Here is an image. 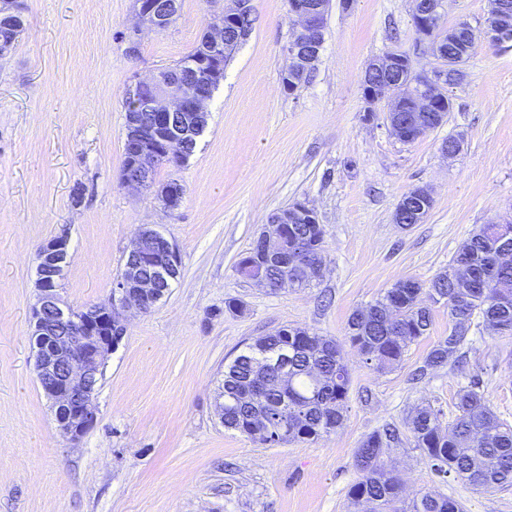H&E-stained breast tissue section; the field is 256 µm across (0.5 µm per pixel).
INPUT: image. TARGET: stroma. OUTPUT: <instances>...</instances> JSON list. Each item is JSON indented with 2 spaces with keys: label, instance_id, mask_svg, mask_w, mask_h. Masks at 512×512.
<instances>
[{
  "label": "stroma",
  "instance_id": "1",
  "mask_svg": "<svg viewBox=\"0 0 512 512\" xmlns=\"http://www.w3.org/2000/svg\"><path fill=\"white\" fill-rule=\"evenodd\" d=\"M443 4V25L464 20L478 36L446 122L403 143L362 78L394 47L416 69L437 66L412 25L414 0H330L320 61L292 94L281 82L295 27L287 0H252L251 34L224 69L192 154L156 171L186 190L170 214L152 191L121 181L123 98L134 80L195 47L233 0H180L175 24L143 30L133 55L115 34L136 23L134 0H24V31L0 57V512H350L355 449L382 425H403L415 404L430 401L451 422L458 390L476 376L512 424V335L486 330L481 317L463 363L415 380L448 333L442 302L431 306L429 335L395 369L346 351L344 422L314 443L271 448L225 429L216 412L225 364L256 338L288 325L344 342L357 308L400 279L430 283L480 225L512 221V47L481 36L488 0ZM458 133L461 151L445 157L443 141ZM415 187L433 206L404 230L394 211ZM297 200L325 227L324 273L306 288H260L236 264L268 216ZM145 224L176 244L181 271L150 312H127L98 384L97 421L74 443L34 369L36 253L68 234L60 294L79 311L110 298ZM232 298L243 313L225 311ZM387 461L407 496L512 512V486L482 492L439 477L412 441Z\"/></svg>",
  "mask_w": 512,
  "mask_h": 512
}]
</instances>
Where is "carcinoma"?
I'll use <instances>...</instances> for the list:
<instances>
[{
    "instance_id": "cac0c4a2",
    "label": "carcinoma",
    "mask_w": 512,
    "mask_h": 512,
    "mask_svg": "<svg viewBox=\"0 0 512 512\" xmlns=\"http://www.w3.org/2000/svg\"><path fill=\"white\" fill-rule=\"evenodd\" d=\"M252 19L243 20L224 53L229 61L237 46L248 38ZM476 34L444 38L441 57L460 67L469 58ZM209 49L203 38L177 64L168 77L183 80L190 66ZM325 228L322 224H290L288 237L298 240L305 258L325 263ZM512 240L511 224H483L456 251L450 266H461L458 275H436L429 287L413 278L397 281L348 321L350 346L379 371L391 370L402 361L406 349L426 336L432 324L431 310L422 295L448 305V335L424 358L420 375L458 362L468 344L472 318L498 333L512 334V249L497 243ZM288 355V381L276 374L279 357ZM350 389V371L344 348L335 340L299 327L285 326L247 345L224 365L220 395L224 397V428L270 447L285 442L312 443L341 427ZM457 415L443 427L441 410L421 404L406 418L404 429L387 423L364 438L355 450L359 480L349 494L351 505H373L370 512H463L454 499L430 493L411 501L385 460L388 449L413 439L423 460L440 476L449 474L479 489L512 486V427L500 421L473 378L457 393Z\"/></svg>"
}]
</instances>
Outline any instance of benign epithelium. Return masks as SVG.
Masks as SVG:
<instances>
[{"label": "benign epithelium", "mask_w": 512, "mask_h": 512, "mask_svg": "<svg viewBox=\"0 0 512 512\" xmlns=\"http://www.w3.org/2000/svg\"><path fill=\"white\" fill-rule=\"evenodd\" d=\"M251 0H236V7L216 14L217 25L209 28L208 41L216 51L200 58L194 65L190 83L165 81L160 75L139 79L128 94L135 100L134 110L127 114V124L136 134L126 143L136 144L122 175L123 184L130 189H145L152 182L153 168L157 161H165L172 153V145L184 135L182 119L186 112L205 114L206 95L202 80L221 74L222 50L227 42V32L239 28V21L251 14ZM442 0H416L413 23L421 40L433 56L439 55L442 17ZM138 17L141 25L125 30L127 52L138 49L141 26L162 31L169 28L176 18L175 2L161 5L159 0H138ZM290 13L297 28L285 48L288 63L293 71H301L318 63L324 27L325 9L320 0H292ZM483 35L497 46L512 41V18L503 12L499 0H489ZM400 60L391 51L375 60L367 71L381 74L383 78L369 85L368 100L372 103L387 98L386 119L391 133L404 137L403 112H435L436 99L447 100V84L439 69L420 75L417 95H406V85L398 76ZM184 186L176 182L168 193L157 196L164 209H178L184 199ZM317 214L307 202L296 201L288 210L269 215L261 232L266 246V257L274 258L286 271L278 285L273 286L260 277L250 280L269 289L294 288L298 277L317 278L324 266L317 264L298 270L289 276L298 252V243L288 239L284 229L288 224H313ZM128 266L116 281L112 296L104 303L93 304L82 315L76 316L62 302L58 284L63 279L69 263V237L63 233L55 236L38 249L36 266L37 298L32 307V336L35 337V369L40 387L49 400L56 421L65 436L79 441L96 423L98 407L95 394L98 390L101 367L124 334L123 312L136 309L147 313L164 298L162 281H172L180 274L179 250L167 237L143 228L132 240L128 252ZM152 262L154 276H132L133 269Z\"/></svg>", "instance_id": "benign-epithelium-1"}]
</instances>
